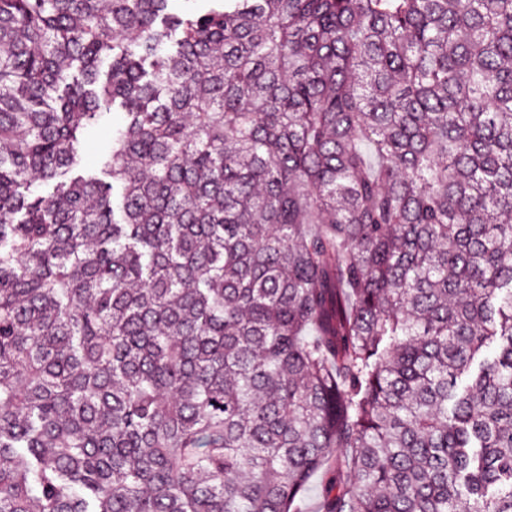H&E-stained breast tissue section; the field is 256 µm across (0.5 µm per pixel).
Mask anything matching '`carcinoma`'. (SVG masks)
<instances>
[{
  "instance_id": "1",
  "label": "carcinoma",
  "mask_w": 512,
  "mask_h": 512,
  "mask_svg": "<svg viewBox=\"0 0 512 512\" xmlns=\"http://www.w3.org/2000/svg\"><path fill=\"white\" fill-rule=\"evenodd\" d=\"M170 2L0 0V512H512V0ZM107 114L91 134L90 141L86 144L83 153V165L86 168H99L106 147L112 138V130L121 126L124 122L123 115L118 110H112ZM324 473H320L314 478L303 496L298 502L299 512H320L322 511V497L320 494V487L323 483Z\"/></svg>"
}]
</instances>
